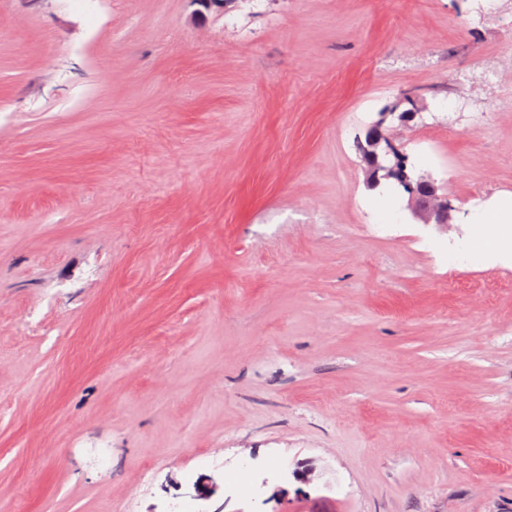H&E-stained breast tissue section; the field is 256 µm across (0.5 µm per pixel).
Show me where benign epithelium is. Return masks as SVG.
Masks as SVG:
<instances>
[{"mask_svg":"<svg viewBox=\"0 0 512 512\" xmlns=\"http://www.w3.org/2000/svg\"><path fill=\"white\" fill-rule=\"evenodd\" d=\"M420 110L412 97L399 99L389 111L372 123L359 140L358 152L367 174V187L371 190L384 181H392L400 174L405 156L396 142L400 130L410 126ZM390 118L396 123H387ZM408 209L412 218L421 224L447 226L452 223L455 207L447 193L440 191L433 177L420 173L406 184Z\"/></svg>","mask_w":512,"mask_h":512,"instance_id":"1","label":"benign epithelium"}]
</instances>
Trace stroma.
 <instances>
[{
  "label": "stroma",
  "mask_w": 512,
  "mask_h": 512,
  "mask_svg": "<svg viewBox=\"0 0 512 512\" xmlns=\"http://www.w3.org/2000/svg\"><path fill=\"white\" fill-rule=\"evenodd\" d=\"M497 4L0 0V512H512ZM404 94L446 228L366 187ZM510 221V222H509ZM512 200L501 208H493L476 215L471 224H495L487 237L481 236L479 248L488 254L512 252Z\"/></svg>",
  "instance_id": "obj_1"
}]
</instances>
